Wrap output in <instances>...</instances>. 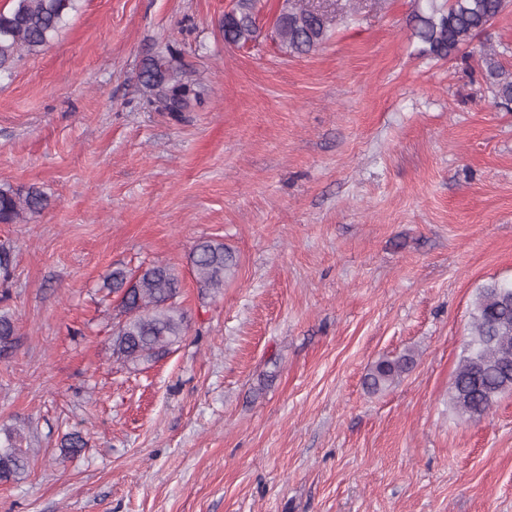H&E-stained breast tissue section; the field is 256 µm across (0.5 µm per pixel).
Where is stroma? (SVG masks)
<instances>
[{"label": "stroma", "mask_w": 512, "mask_h": 512, "mask_svg": "<svg viewBox=\"0 0 512 512\" xmlns=\"http://www.w3.org/2000/svg\"><path fill=\"white\" fill-rule=\"evenodd\" d=\"M317 2L330 36L291 57L282 0L242 47L237 0H81L0 78V187L50 200L0 224V436L31 457L0 512H512V393L448 406L479 289L512 281V111L476 58L423 55L424 0ZM160 53L205 90L179 119L141 83ZM207 238L237 260L215 296L189 260ZM151 264L179 271L188 333L125 364L104 278ZM253 8L254 0H239L234 12L224 15L222 31L225 43L243 46L255 38L257 29ZM415 365L412 354L406 353L396 359L381 358L366 375V385L372 392H379L397 384L401 377Z\"/></svg>", "instance_id": "35a3bbf8"}]
</instances>
